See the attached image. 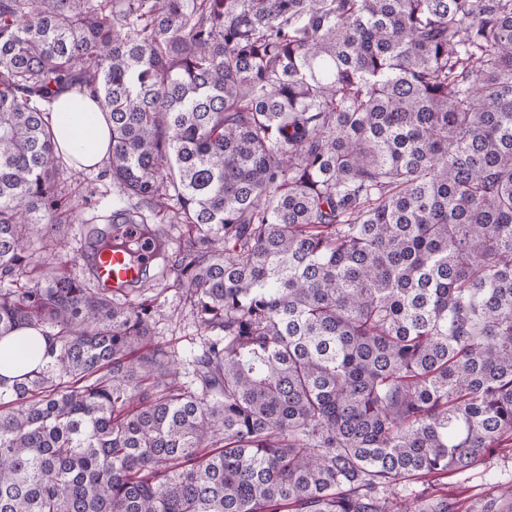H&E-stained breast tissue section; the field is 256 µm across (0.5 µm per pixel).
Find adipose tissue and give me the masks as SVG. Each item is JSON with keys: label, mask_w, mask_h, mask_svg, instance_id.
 Masks as SVG:
<instances>
[{"label": "adipose tissue", "mask_w": 512, "mask_h": 512, "mask_svg": "<svg viewBox=\"0 0 512 512\" xmlns=\"http://www.w3.org/2000/svg\"><path fill=\"white\" fill-rule=\"evenodd\" d=\"M48 108L62 118L57 131L59 150L74 160L76 169L100 167L108 154L109 123L92 100L77 102L65 92L49 102Z\"/></svg>", "instance_id": "ef3b65f1"}]
</instances>
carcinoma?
Instances as JSON below:
<instances>
[{
	"mask_svg": "<svg viewBox=\"0 0 512 512\" xmlns=\"http://www.w3.org/2000/svg\"><path fill=\"white\" fill-rule=\"evenodd\" d=\"M111 128L140 299L52 266V97ZM174 269L200 345L152 343ZM0 512H458L512 447V0H0ZM30 336H39L38 342L42 350H44L46 346H48L47 339L41 337L42 335H40L39 333L35 332L33 329L30 328L18 329L15 332H13L9 337L0 340V374L4 378L13 380L14 377L21 374L22 372L17 368L9 366L7 364H5L4 366L2 365V351L7 350L11 345L27 340L28 337ZM488 474L496 477L493 484L488 480ZM448 483L447 488L443 485L433 486L432 482L414 483L416 491L426 490L437 492L444 488L448 492V499L460 501L462 506L459 512H481L489 502L497 503L495 512H505L510 507V500L504 497L505 491L512 486V451L511 448H500L490 455L482 465L471 469L464 474L444 480ZM431 484V485H430Z\"/></svg>",
	"mask_w": 512,
	"mask_h": 512,
	"instance_id": "cac0c4a2",
	"label": "carcinoma"
}]
</instances>
